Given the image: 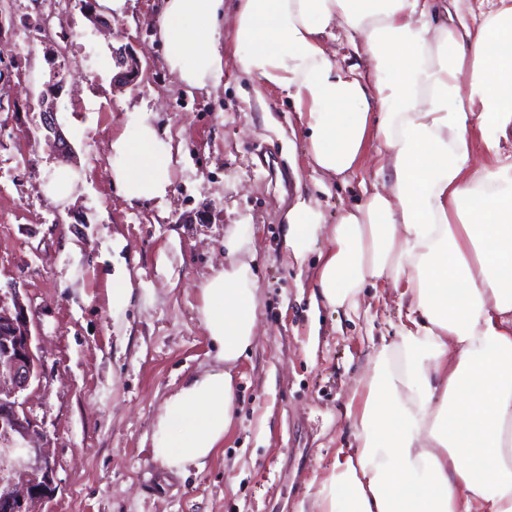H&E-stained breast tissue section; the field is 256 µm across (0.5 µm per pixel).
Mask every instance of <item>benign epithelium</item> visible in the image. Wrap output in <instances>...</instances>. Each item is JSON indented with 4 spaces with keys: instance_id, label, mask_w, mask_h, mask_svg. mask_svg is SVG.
I'll use <instances>...</instances> for the list:
<instances>
[{
    "instance_id": "1",
    "label": "benign epithelium",
    "mask_w": 512,
    "mask_h": 512,
    "mask_svg": "<svg viewBox=\"0 0 512 512\" xmlns=\"http://www.w3.org/2000/svg\"><path fill=\"white\" fill-rule=\"evenodd\" d=\"M117 72L112 86L124 89L136 84L140 60L129 45L112 48ZM63 83L52 79L39 98L47 141L60 152L70 149L56 123L55 99ZM41 379V359L33 347L27 306L15 292L0 293V436L12 448L16 480L0 495L4 512H32L33 503L53 492L54 468L43 448L33 443L38 434L35 420L19 401L20 395Z\"/></svg>"
}]
</instances>
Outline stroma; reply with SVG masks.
<instances>
[{
    "mask_svg": "<svg viewBox=\"0 0 512 512\" xmlns=\"http://www.w3.org/2000/svg\"><path fill=\"white\" fill-rule=\"evenodd\" d=\"M158 0H127L94 24L82 0H0V15L48 17L70 30L61 57L57 123L70 145L45 139L36 107L50 79L42 44L0 33V287L16 289L43 361L23 395L55 464V491L35 512H299L339 447L354 440L343 405L381 338L396 339L407 307L398 291L365 289L358 315H311L317 254L289 256L285 215L300 200L327 223L381 181L368 146L340 182L309 164L290 100L225 66L216 87L186 91L165 63ZM133 46L136 86L112 87V47ZM170 130L180 162L164 200L131 207L110 177V144L125 115ZM81 180L68 206L42 185L54 168ZM253 227L259 336L234 369L236 401L221 448L182 473L153 454L165 400L219 367L198 315V285L224 262L232 225ZM134 288L112 307L110 273Z\"/></svg>",
    "mask_w": 512,
    "mask_h": 512,
    "instance_id": "obj_1",
    "label": "stroma"
}]
</instances>
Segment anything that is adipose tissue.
<instances>
[{
	"label": "adipose tissue",
	"mask_w": 512,
	"mask_h": 512,
	"mask_svg": "<svg viewBox=\"0 0 512 512\" xmlns=\"http://www.w3.org/2000/svg\"><path fill=\"white\" fill-rule=\"evenodd\" d=\"M463 0H161L166 64L189 88L220 83L225 63L282 91L298 114L314 171L346 179L368 141L382 188L326 223L314 205L286 213L302 260L319 239L313 302L354 311L367 285L399 289L409 324L375 345L345 416L314 512H512V0L473 24ZM356 37L362 79L325 48ZM111 143L110 175L129 205L165 199L174 148L140 113ZM497 166L475 165L472 128ZM253 230L224 240V265L203 283L200 316L223 369L190 380L158 416L153 452L200 466L224 441L232 367L257 336Z\"/></svg>",
	"instance_id": "1"
}]
</instances>
